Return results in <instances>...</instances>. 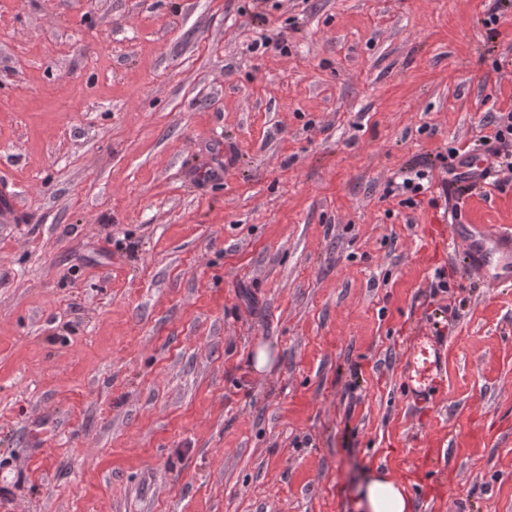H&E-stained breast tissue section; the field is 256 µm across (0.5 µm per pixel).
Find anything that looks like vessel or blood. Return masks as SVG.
I'll use <instances>...</instances> for the list:
<instances>
[{"instance_id":"vessel-or-blood-1","label":"vessel or blood","mask_w":512,"mask_h":512,"mask_svg":"<svg viewBox=\"0 0 512 512\" xmlns=\"http://www.w3.org/2000/svg\"><path fill=\"white\" fill-rule=\"evenodd\" d=\"M454 234L463 241L466 264L469 268L486 274L494 281L512 279V227L496 224H469L461 213L451 215ZM442 344L436 337H429L427 345L417 347L422 358L419 376L440 365Z\"/></svg>"}]
</instances>
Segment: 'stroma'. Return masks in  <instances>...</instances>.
<instances>
[{
  "label": "stroma",
  "mask_w": 512,
  "mask_h": 512,
  "mask_svg": "<svg viewBox=\"0 0 512 512\" xmlns=\"http://www.w3.org/2000/svg\"><path fill=\"white\" fill-rule=\"evenodd\" d=\"M489 5L0 0V512H512V281L386 193L512 111ZM427 341L429 342L431 348H432V354H433V360L430 361L431 352L428 347L421 346L414 349L413 355H420L422 358V366L418 370V380L422 381L425 379L426 374L433 368L437 369L438 366H440L441 359V349L442 344L434 336H428ZM358 512H410L404 486L383 474H373L360 490Z\"/></svg>",
  "instance_id": "stroma-1"
}]
</instances>
